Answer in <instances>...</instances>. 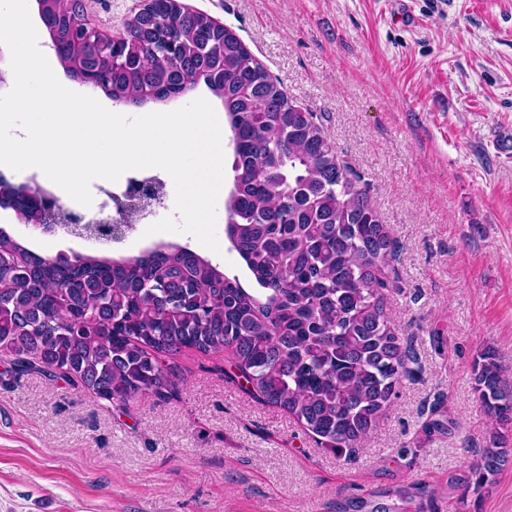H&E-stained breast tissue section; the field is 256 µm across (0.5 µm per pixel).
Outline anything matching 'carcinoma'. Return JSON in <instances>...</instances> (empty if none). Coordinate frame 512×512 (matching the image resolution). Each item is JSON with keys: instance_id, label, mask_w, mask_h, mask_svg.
<instances>
[{"instance_id": "obj_1", "label": "carcinoma", "mask_w": 512, "mask_h": 512, "mask_svg": "<svg viewBox=\"0 0 512 512\" xmlns=\"http://www.w3.org/2000/svg\"><path fill=\"white\" fill-rule=\"evenodd\" d=\"M41 18L70 75L119 105L167 101L204 84L224 104L233 188L224 233L250 272L244 287L187 247L114 260L47 258L0 228V354L16 370L79 382L125 403L164 397L179 375L165 358L182 349L229 351L235 377L259 401L296 418L325 448H355L414 375L411 347L384 309L398 287V253L367 183L328 139L321 117L284 92L230 28L172 0L117 35L109 58L87 45L78 0H41ZM474 391L497 428H512V381L496 353L478 352ZM485 448L467 483L493 482L507 461Z\"/></svg>"}]
</instances>
